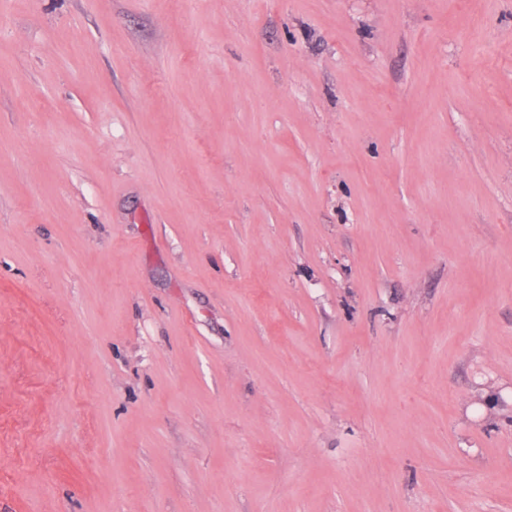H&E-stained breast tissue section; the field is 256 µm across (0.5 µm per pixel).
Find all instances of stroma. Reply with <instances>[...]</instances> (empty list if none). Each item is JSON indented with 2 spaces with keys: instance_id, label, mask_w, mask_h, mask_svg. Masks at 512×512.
Instances as JSON below:
<instances>
[{
  "instance_id": "1",
  "label": "stroma",
  "mask_w": 512,
  "mask_h": 512,
  "mask_svg": "<svg viewBox=\"0 0 512 512\" xmlns=\"http://www.w3.org/2000/svg\"><path fill=\"white\" fill-rule=\"evenodd\" d=\"M0 512H512V0H0Z\"/></svg>"
}]
</instances>
